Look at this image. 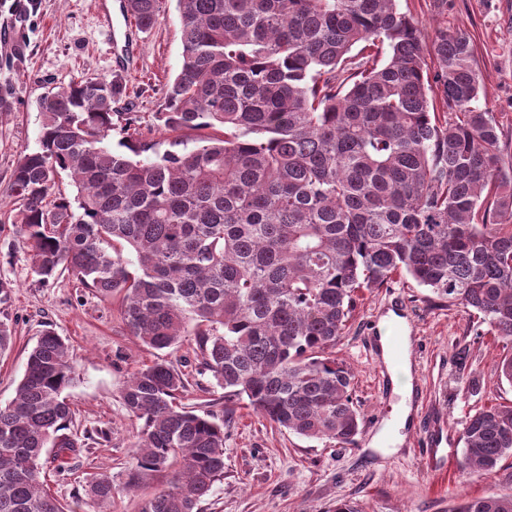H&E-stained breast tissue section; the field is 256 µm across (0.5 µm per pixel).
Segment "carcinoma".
<instances>
[{
    "label": "carcinoma",
    "mask_w": 512,
    "mask_h": 512,
    "mask_svg": "<svg viewBox=\"0 0 512 512\" xmlns=\"http://www.w3.org/2000/svg\"><path fill=\"white\" fill-rule=\"evenodd\" d=\"M164 2L125 0L124 11L148 31ZM177 7L182 64L158 115L171 138L122 111L119 75L74 77L38 100V147L12 174L32 271L124 293L122 318L148 348L194 337L225 410L245 400L285 430L342 445L361 419L334 348L361 289L405 273L512 343V171L477 105L470 38L439 28L426 40L397 0ZM74 359L43 329L0 405V512H67L41 474L80 447L63 395ZM185 389L159 356L122 391L145 423L128 486L175 468L139 512H198L224 477V420L178 406ZM460 441L462 472H493L512 457V406L469 416ZM85 487L98 505L112 499L108 474ZM448 512H512V493L463 497Z\"/></svg>",
    "instance_id": "1"
}]
</instances>
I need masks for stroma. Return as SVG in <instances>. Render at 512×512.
<instances>
[{
	"label": "stroma",
	"instance_id": "obj_1",
	"mask_svg": "<svg viewBox=\"0 0 512 512\" xmlns=\"http://www.w3.org/2000/svg\"><path fill=\"white\" fill-rule=\"evenodd\" d=\"M96 0H0V35L24 30L25 48L0 42V87L10 89L11 109L0 112V282L7 298L0 319L12 330L9 351L0 356V404L15 395L27 355L44 324L74 347L75 379L66 394L79 429L102 428L108 440L88 444L68 457L65 472L47 468L53 493L73 512H95L84 493L90 473L113 480L107 512H139L145 498L167 487L171 472L152 473L128 488L136 461L132 445L144 422L125 409L128 377L157 357L129 333L121 317V294L107 297L60 275L45 281L33 273L23 241L10 220L18 200L11 174L23 151L38 147L36 101L50 83L85 72L122 75L130 111L139 123L156 125L163 92L182 63L181 22L168 0L157 25L139 31L111 0L112 24L104 26ZM425 37L436 26L468 33L482 90L479 105L492 112L512 163V0H399ZM408 306L411 377L423 394L411 400L410 421L397 452L374 447L373 439L393 420L400 395L383 396L386 371L368 344L373 324L388 315L394 296ZM473 309L438 300L411 277L397 275L380 288L359 292L357 306L336 356L354 372L353 399L362 424L352 446L308 439L277 427L246 402L233 406L224 426V478L199 505V512H332L337 502L361 512H448L459 493L472 496L512 492V459L487 475L461 478L459 431L477 410L512 403V385L494 370L504 352ZM184 373L180 403L196 412H223V391L200 373L192 338L167 351ZM433 438L421 451L422 437Z\"/></svg>",
	"mask_w": 512,
	"mask_h": 512
}]
</instances>
